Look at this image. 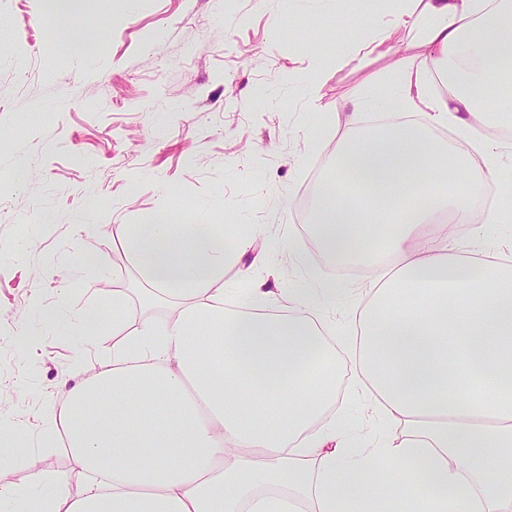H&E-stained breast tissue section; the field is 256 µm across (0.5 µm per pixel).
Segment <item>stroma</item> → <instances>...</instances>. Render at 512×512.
Returning a JSON list of instances; mask_svg holds the SVG:
<instances>
[{
	"label": "stroma",
	"mask_w": 512,
	"mask_h": 512,
	"mask_svg": "<svg viewBox=\"0 0 512 512\" xmlns=\"http://www.w3.org/2000/svg\"><path fill=\"white\" fill-rule=\"evenodd\" d=\"M393 18L385 0H82L70 26L94 49L76 59L41 0H0V420L39 430L60 378L91 356L85 313L113 327V289L134 312L120 334L138 314L165 316L164 303L145 308L148 282L114 235L150 223L159 203L231 237L267 228L224 268L230 308L244 265L276 292L309 267L365 296L372 268L303 265L291 243L305 239L325 156L350 130L347 101L390 94L373 80L385 59L354 49L370 20ZM335 411L352 440L378 427L352 390ZM14 443L0 432L16 482L69 467L61 448L13 455Z\"/></svg>",
	"instance_id": "stroma-1"
}]
</instances>
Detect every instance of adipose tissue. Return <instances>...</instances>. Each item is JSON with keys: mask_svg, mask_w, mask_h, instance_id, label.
I'll list each match as a JSON object with an SVG mask.
<instances>
[{"mask_svg": "<svg viewBox=\"0 0 512 512\" xmlns=\"http://www.w3.org/2000/svg\"><path fill=\"white\" fill-rule=\"evenodd\" d=\"M418 52L397 26L371 23L360 46L390 58L385 135L352 132L327 156L344 187L323 185L308 221L336 261L394 263L365 302L349 303L346 333L386 433L352 445L336 418V328L318 310L344 300L312 275L275 293L251 282L242 311L216 283L249 239L226 245L202 220L121 224L153 295L173 301L141 319L60 382L31 440L60 446L70 468L26 484L0 469V503L18 512H388L427 489L415 512H512V264L486 258L481 231L466 248L428 236L440 211L455 224L511 214L478 199L495 182L502 145L476 136L487 71L512 66V0H398ZM449 83L434 94V80ZM421 114L409 126L404 115ZM454 127L438 145L432 127ZM432 171L430 181L421 173ZM107 410H96L101 397ZM83 409L73 417V409ZM371 476L365 488L362 476Z\"/></svg>", "mask_w": 512, "mask_h": 512, "instance_id": "1", "label": "adipose tissue"}]
</instances>
